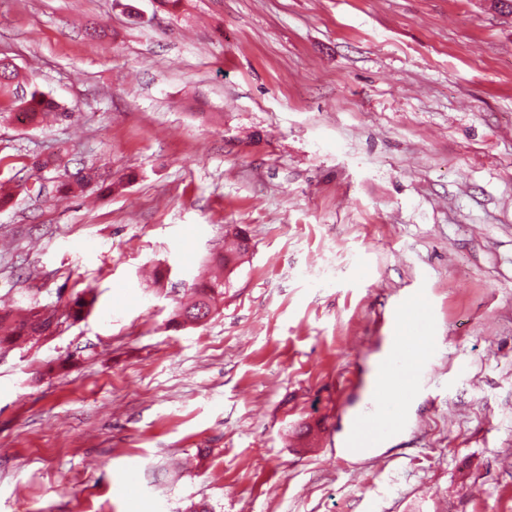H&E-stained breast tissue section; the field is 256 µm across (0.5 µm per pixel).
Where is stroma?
<instances>
[{
    "label": "stroma",
    "mask_w": 512,
    "mask_h": 512,
    "mask_svg": "<svg viewBox=\"0 0 512 512\" xmlns=\"http://www.w3.org/2000/svg\"><path fill=\"white\" fill-rule=\"evenodd\" d=\"M0 57L72 114L0 120V308L64 318L0 348V512L512 505V15L0 0ZM84 167L99 182L59 196ZM233 229L250 250L223 301L173 324ZM413 299L430 352L401 425L357 453L381 323Z\"/></svg>",
    "instance_id": "obj_1"
}]
</instances>
